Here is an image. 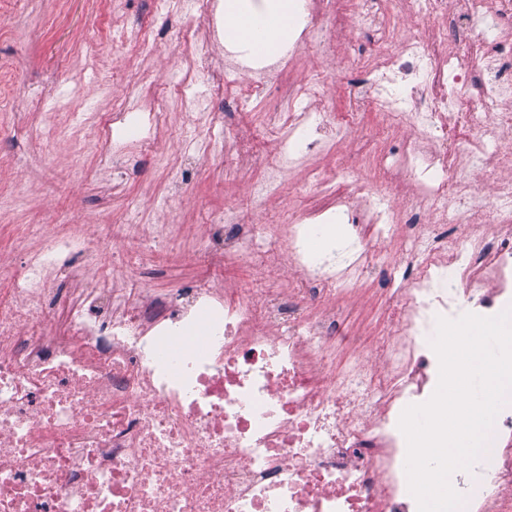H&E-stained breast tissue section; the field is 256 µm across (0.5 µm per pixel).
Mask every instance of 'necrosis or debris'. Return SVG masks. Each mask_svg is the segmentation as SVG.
Wrapping results in <instances>:
<instances>
[{
    "mask_svg": "<svg viewBox=\"0 0 512 512\" xmlns=\"http://www.w3.org/2000/svg\"><path fill=\"white\" fill-rule=\"evenodd\" d=\"M473 35L449 39L447 0H313L318 14L353 12L380 32L376 63H361L358 107L410 118L419 135L399 143L383 166L402 171L440 208L441 224H418L407 208L385 206L377 190L338 169L319 177L310 201L267 229L237 215L212 225L198 253L213 262L265 266L280 249L299 273L289 287L255 293L210 281L156 291L142 287L141 254L129 247L125 285L98 263L83 234L41 241L0 299V512H418L405 473L407 442L398 427L412 401L426 400L436 372L430 330L459 303L483 316L512 306V168L501 151L512 137V0H461ZM423 21L403 36L402 6ZM195 52L212 106L238 111L247 95L283 71L287 58L254 67L250 88L234 80V54L214 69L191 21L172 37ZM479 58L473 81L466 56ZM312 115L272 110L268 140H291L269 153L244 125L224 136L257 163L255 186L273 191L301 157L322 149ZM160 112L113 110L107 141L135 138L149 150ZM468 156L492 181L490 197L471 206L464 179L449 180ZM349 217L353 245L340 259L301 247L326 212ZM497 224L488 239L471 215ZM400 237L407 287L384 288L401 310V330L379 337V365L350 335L339 301L371 278L370 243ZM73 286L46 303L48 275ZM490 449L464 486L465 512H506L512 504V400L500 409Z\"/></svg>",
    "mask_w": 512,
    "mask_h": 512,
    "instance_id": "1",
    "label": "necrosis or debris"
}]
</instances>
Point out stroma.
<instances>
[{"instance_id": "1", "label": "stroma", "mask_w": 512, "mask_h": 512, "mask_svg": "<svg viewBox=\"0 0 512 512\" xmlns=\"http://www.w3.org/2000/svg\"><path fill=\"white\" fill-rule=\"evenodd\" d=\"M126 22L170 27L153 19L149 0H68L64 6L58 0H0V67L12 73L17 99L43 90L49 105L45 111L24 112L0 103V289L10 287L9 273L31 252L33 226L53 233L82 228L106 238L102 258L108 261L123 243L148 242L172 222L187 227L177 260L159 256L141 279L147 288L181 287L196 270L193 245L214 216L232 209L258 224L277 223L297 202L310 173L364 167L365 151L384 136L382 113H360L332 148L292 169L279 191L253 197L252 163L226 161L221 124L199 120L200 139L212 151L186 156V145L178 139L186 120L180 97L207 98L206 83L185 82L188 62L172 55L167 45L143 58L134 47L114 42L113 30ZM318 24L327 31L329 49L302 47L281 83L300 84L320 71L327 78L323 96L299 99L298 109L316 115L345 112L354 95L355 63L377 57V38L355 24L344 31L323 18ZM91 42L111 62L110 75L100 73L87 56ZM77 83L83 86L79 95L72 91ZM131 95L164 112L165 126L152 153L128 158L121 168L100 164V118L111 113L115 101ZM176 160L183 176L167 181L163 167ZM131 197L143 218L127 230L125 205ZM346 310L348 324L372 336L388 332L393 323L386 299L366 284L347 301Z\"/></svg>"}]
</instances>
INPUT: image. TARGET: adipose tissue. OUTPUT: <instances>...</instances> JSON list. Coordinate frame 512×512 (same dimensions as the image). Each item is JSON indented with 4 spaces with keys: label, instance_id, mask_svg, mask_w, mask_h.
I'll return each instance as SVG.
<instances>
[{
    "label": "adipose tissue",
    "instance_id": "ef3b65f1",
    "mask_svg": "<svg viewBox=\"0 0 512 512\" xmlns=\"http://www.w3.org/2000/svg\"><path fill=\"white\" fill-rule=\"evenodd\" d=\"M300 11L298 0H265L259 10L252 7L251 0H224V19L242 30L241 42L248 49L259 38L277 47L286 45L291 31L277 27L276 22L285 15L298 16Z\"/></svg>",
    "mask_w": 512,
    "mask_h": 512
}]
</instances>
